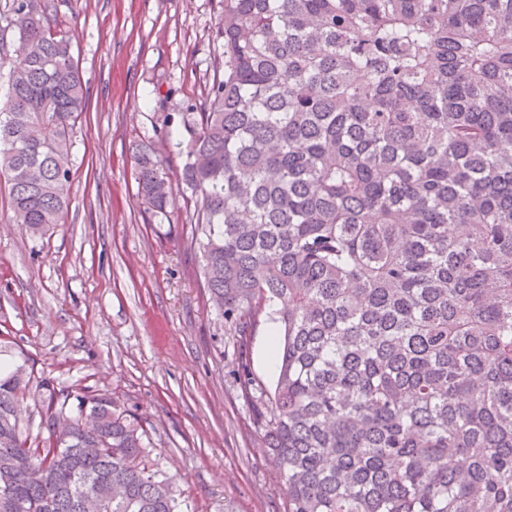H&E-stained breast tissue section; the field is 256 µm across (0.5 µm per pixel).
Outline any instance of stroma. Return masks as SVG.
I'll use <instances>...</instances> for the list:
<instances>
[{"label": "stroma", "instance_id": "obj_1", "mask_svg": "<svg viewBox=\"0 0 512 512\" xmlns=\"http://www.w3.org/2000/svg\"><path fill=\"white\" fill-rule=\"evenodd\" d=\"M223 14L224 0H54L90 100L73 130L64 224L26 232L0 177V358L111 393L140 419L188 512H287L264 428L234 379L233 338L187 244L185 196L159 217L137 196L138 144L179 171L172 116L203 100ZM274 329L256 326L249 361L269 391Z\"/></svg>", "mask_w": 512, "mask_h": 512}]
</instances>
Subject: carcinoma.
Returning a JSON list of instances; mask_svg holds the SVG:
<instances>
[{"label": "carcinoma", "instance_id": "carcinoma-1", "mask_svg": "<svg viewBox=\"0 0 512 512\" xmlns=\"http://www.w3.org/2000/svg\"><path fill=\"white\" fill-rule=\"evenodd\" d=\"M51 0H13L0 107L19 223L64 222L90 92ZM178 184L288 512H512V0H224ZM138 194L174 185L137 152ZM277 324L273 395L248 336ZM41 409L39 446L17 407ZM98 420L86 431L83 413ZM108 393L0 371V494L16 512H184Z\"/></svg>", "mask_w": 512, "mask_h": 512}]
</instances>
